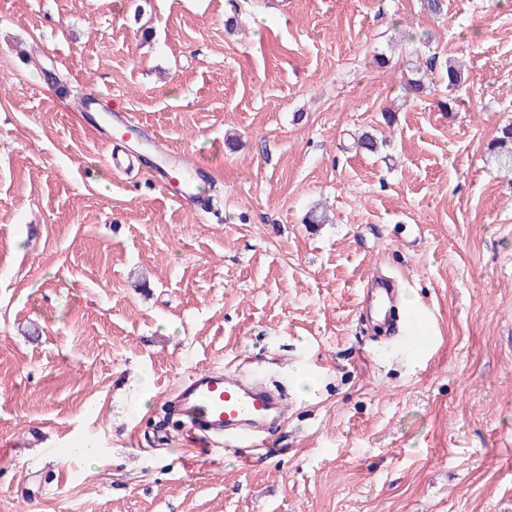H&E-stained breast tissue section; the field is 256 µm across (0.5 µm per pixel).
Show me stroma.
<instances>
[{"mask_svg": "<svg viewBox=\"0 0 512 512\" xmlns=\"http://www.w3.org/2000/svg\"><path fill=\"white\" fill-rule=\"evenodd\" d=\"M445 4L0 0V512H512V0ZM430 57L463 83L404 99ZM94 88L196 198L109 165ZM376 276L427 354L364 331ZM202 368L285 385L268 447L165 429ZM491 155L496 164L504 170L512 171V126L502 129V136L498 137L490 146ZM426 321L422 316L414 317L408 324L410 335L407 336L406 345L413 350L424 352L431 344V336L425 332Z\"/></svg>", "mask_w": 512, "mask_h": 512, "instance_id": "stroma-1", "label": "stroma"}]
</instances>
